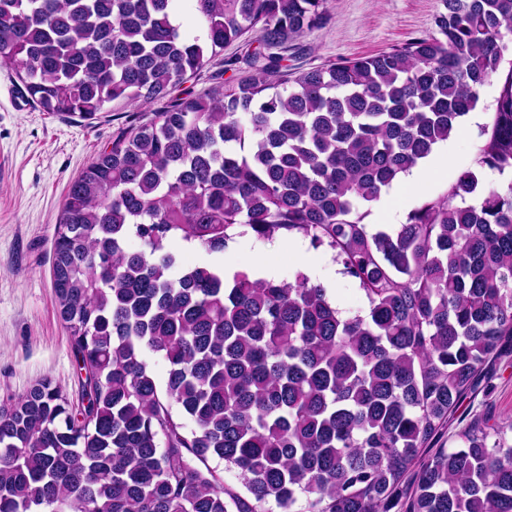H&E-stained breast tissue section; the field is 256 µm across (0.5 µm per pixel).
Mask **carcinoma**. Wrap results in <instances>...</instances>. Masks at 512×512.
<instances>
[{
    "mask_svg": "<svg viewBox=\"0 0 512 512\" xmlns=\"http://www.w3.org/2000/svg\"><path fill=\"white\" fill-rule=\"evenodd\" d=\"M170 3L0 0V68L43 111L169 101L68 187L52 284L86 404L43 380L0 407V512H512L511 422L433 448L512 341V0H442L401 47L183 98L207 55L249 32L277 47L323 0H196L195 36ZM487 85L474 166L397 229L364 223ZM486 169L506 180L479 190ZM239 225L329 246L365 313L301 272L171 275V239L221 253Z\"/></svg>",
    "mask_w": 512,
    "mask_h": 512,
    "instance_id": "obj_1",
    "label": "carcinoma"
}]
</instances>
